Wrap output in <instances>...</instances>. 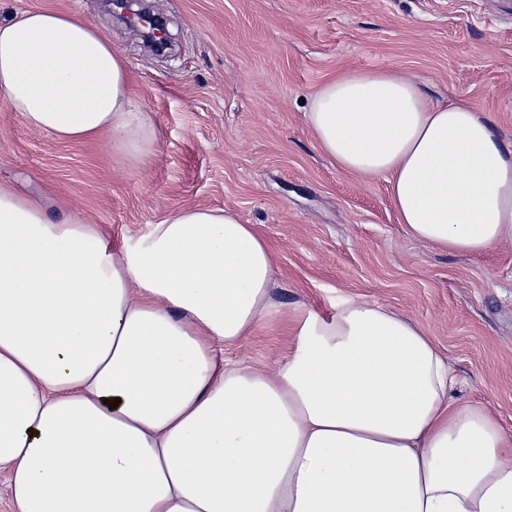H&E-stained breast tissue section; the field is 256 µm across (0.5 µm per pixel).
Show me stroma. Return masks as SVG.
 <instances>
[{"label":"stroma","instance_id":"stroma-1","mask_svg":"<svg viewBox=\"0 0 512 512\" xmlns=\"http://www.w3.org/2000/svg\"><path fill=\"white\" fill-rule=\"evenodd\" d=\"M161 15L169 57L103 0H0V14L52 7L94 23L131 63L136 101L159 132L134 174L105 144L62 143L0 103V182L50 217L83 216L110 244L181 208L229 209L272 247L278 310L224 356L266 370L293 356L296 321L347 297L410 317L458 377L512 431V242L444 253L399 224L385 179L338 169L306 114L339 70L417 77L434 102L464 100L512 143V0H137Z\"/></svg>","mask_w":512,"mask_h":512}]
</instances>
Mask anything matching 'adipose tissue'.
Here are the masks:
<instances>
[{
	"instance_id": "ef3b65f1",
	"label": "adipose tissue",
	"mask_w": 512,
	"mask_h": 512,
	"mask_svg": "<svg viewBox=\"0 0 512 512\" xmlns=\"http://www.w3.org/2000/svg\"><path fill=\"white\" fill-rule=\"evenodd\" d=\"M0 102L53 140L140 170L157 130L92 23L0 18ZM343 171L386 177L441 252L512 239V144L466 101L395 71L326 80L307 114ZM273 251L225 209L184 208L112 250L77 214L0 184V471L13 512H512V432L457 404L426 331L350 298L307 316L275 371L225 360L273 314ZM117 407H109V400Z\"/></svg>"
}]
</instances>
